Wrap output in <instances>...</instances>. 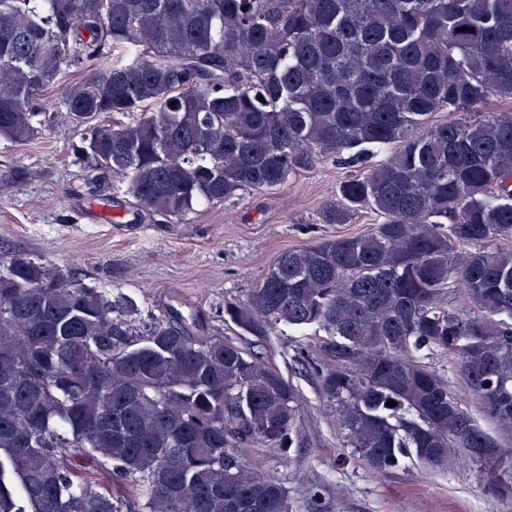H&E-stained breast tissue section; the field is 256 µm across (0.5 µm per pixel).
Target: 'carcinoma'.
I'll list each match as a JSON object with an SVG mask.
<instances>
[{"instance_id": "obj_1", "label": "carcinoma", "mask_w": 512, "mask_h": 512, "mask_svg": "<svg viewBox=\"0 0 512 512\" xmlns=\"http://www.w3.org/2000/svg\"><path fill=\"white\" fill-rule=\"evenodd\" d=\"M117 45L132 57L45 102ZM491 96L512 98V0H0V138L72 127L90 177L157 221L323 161L352 171L320 220L374 227L282 251L225 320L324 332L319 397L371 470L460 455L512 498V453L427 362L450 357L512 434V249L495 247L512 236V113L472 117ZM300 418L251 350L0 255V512H289L241 449L288 451ZM83 71L84 70H79L74 67L63 70L57 77L55 82L45 92L44 98L46 99V101L51 102L60 98L61 95L65 92L66 88L69 86V84L76 81L82 76Z\"/></svg>"}]
</instances>
